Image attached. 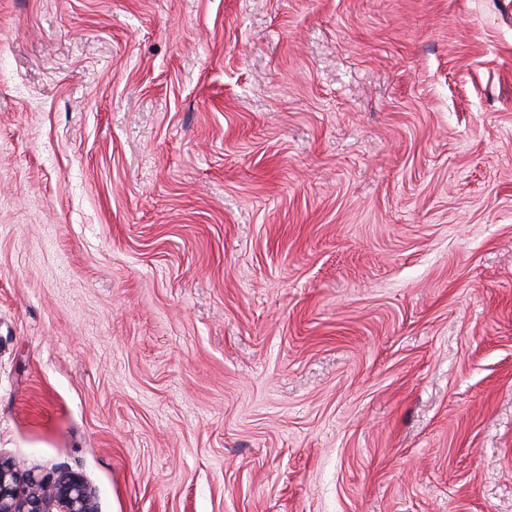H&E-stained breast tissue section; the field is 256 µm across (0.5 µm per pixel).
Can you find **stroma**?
<instances>
[{
  "label": "stroma",
  "instance_id": "35a3bbf8",
  "mask_svg": "<svg viewBox=\"0 0 512 512\" xmlns=\"http://www.w3.org/2000/svg\"><path fill=\"white\" fill-rule=\"evenodd\" d=\"M0 41V458L98 512H512V0Z\"/></svg>",
  "mask_w": 512,
  "mask_h": 512
}]
</instances>
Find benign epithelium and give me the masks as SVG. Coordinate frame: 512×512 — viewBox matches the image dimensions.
<instances>
[{"label":"benign epithelium","instance_id":"benign-epithelium-1","mask_svg":"<svg viewBox=\"0 0 512 512\" xmlns=\"http://www.w3.org/2000/svg\"><path fill=\"white\" fill-rule=\"evenodd\" d=\"M0 512H96L91 490L74 471L43 476L0 461Z\"/></svg>","mask_w":512,"mask_h":512}]
</instances>
